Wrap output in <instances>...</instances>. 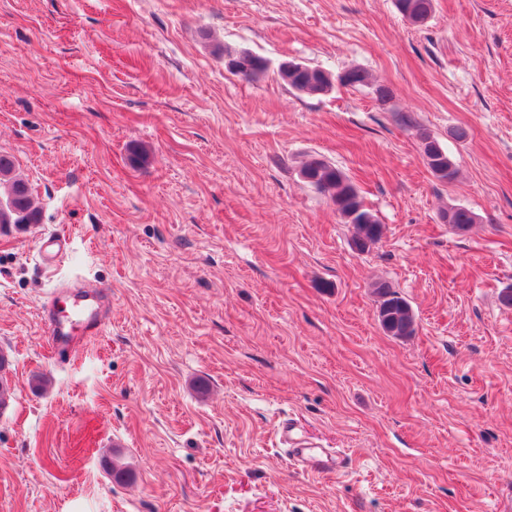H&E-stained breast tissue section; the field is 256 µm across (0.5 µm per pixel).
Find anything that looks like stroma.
<instances>
[{"label": "stroma", "mask_w": 512, "mask_h": 512, "mask_svg": "<svg viewBox=\"0 0 512 512\" xmlns=\"http://www.w3.org/2000/svg\"><path fill=\"white\" fill-rule=\"evenodd\" d=\"M434 5L0 0V155L40 212L0 224V512H512V0ZM228 50L272 68L241 79ZM284 61L371 83L310 96ZM313 156L361 189L369 249ZM455 204L477 223L444 224ZM73 279L111 313L55 353L39 313ZM377 282L413 335L382 330ZM286 419L342 476L293 466ZM400 14L415 25L427 22L434 11V0H396ZM423 156L432 174L441 181L454 179L457 174L455 163L438 140L425 129H419ZM302 178L328 197L336 212L355 229L354 245L364 251L381 236L382 227L366 208L359 188L341 169L324 158L312 157L302 162Z\"/></svg>", "instance_id": "35a3bbf8"}]
</instances>
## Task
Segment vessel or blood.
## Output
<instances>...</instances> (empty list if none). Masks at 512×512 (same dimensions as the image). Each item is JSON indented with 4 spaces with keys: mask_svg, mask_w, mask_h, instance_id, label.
<instances>
[{
    "mask_svg": "<svg viewBox=\"0 0 512 512\" xmlns=\"http://www.w3.org/2000/svg\"><path fill=\"white\" fill-rule=\"evenodd\" d=\"M107 290L96 287L67 295L70 309L59 315L44 311L43 322L55 351L64 352L73 347L78 337L99 335L106 321ZM282 443L295 465L312 473L340 471L344 461L340 456L326 451H315L302 442L293 422L283 421L278 429Z\"/></svg>",
    "mask_w": 512,
    "mask_h": 512,
    "instance_id": "vessel-or-blood-1",
    "label": "vessel or blood"
}]
</instances>
